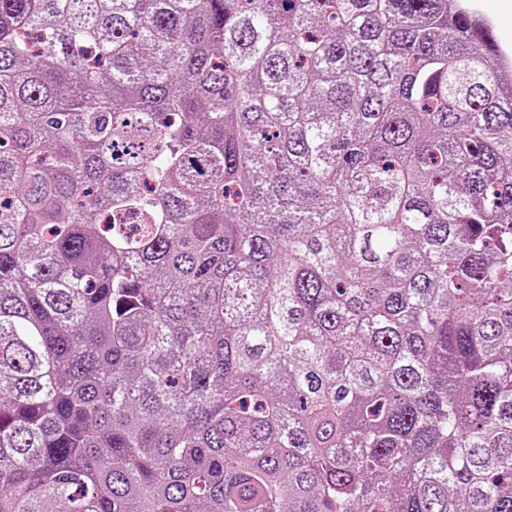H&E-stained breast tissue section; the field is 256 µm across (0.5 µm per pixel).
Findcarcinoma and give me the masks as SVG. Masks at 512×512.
I'll return each mask as SVG.
<instances>
[{"label": "carcinoma", "mask_w": 512, "mask_h": 512, "mask_svg": "<svg viewBox=\"0 0 512 512\" xmlns=\"http://www.w3.org/2000/svg\"><path fill=\"white\" fill-rule=\"evenodd\" d=\"M458 0H0V512H512V67Z\"/></svg>", "instance_id": "1"}]
</instances>
